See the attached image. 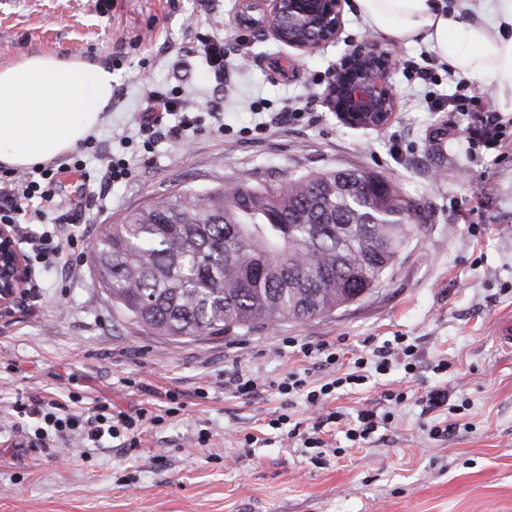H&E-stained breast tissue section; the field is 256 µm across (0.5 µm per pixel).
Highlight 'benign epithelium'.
Here are the masks:
<instances>
[{
	"label": "benign epithelium",
	"mask_w": 512,
	"mask_h": 512,
	"mask_svg": "<svg viewBox=\"0 0 512 512\" xmlns=\"http://www.w3.org/2000/svg\"><path fill=\"white\" fill-rule=\"evenodd\" d=\"M256 0H241L238 20L267 30L271 37L301 53L338 41L341 0H272L267 13H257ZM397 51L364 41L345 53L332 74L326 103L346 126L383 129L396 111L391 82ZM25 258L11 224L0 225V311L8 309L27 281Z\"/></svg>",
	"instance_id": "obj_1"
}]
</instances>
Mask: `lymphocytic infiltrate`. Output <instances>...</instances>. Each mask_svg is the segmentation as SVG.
I'll use <instances>...</instances> for the list:
<instances>
[{
    "label": "lymphocytic infiltrate",
    "instance_id": "obj_1",
    "mask_svg": "<svg viewBox=\"0 0 512 512\" xmlns=\"http://www.w3.org/2000/svg\"><path fill=\"white\" fill-rule=\"evenodd\" d=\"M147 106L143 111L139 130L150 135L155 125L159 124L162 114L189 112L190 106L181 94L165 95L155 90L146 94ZM427 106L449 108L470 115L471 121L465 129L469 146L481 145L487 148L497 146L503 134V118L491 109L484 95L473 91L472 84L466 79L455 82L451 94L430 97ZM52 189L41 188L39 183L29 179L9 178L0 183V223H18L21 216L31 213L34 200L52 202ZM416 361L414 343L406 337L397 336L384 342L383 346L373 350L371 356H357L353 372L335 377L316 385L308 376L297 372L288 373L279 381H270L269 386L283 400H290L294 395H301L308 407L314 408L315 420L306 428L289 426V416L279 413L270 419L268 425L274 430H285L287 438L301 443L305 448H322L326 442L323 435L328 427L345 425L347 440L357 443L368 441L376 432L379 417L370 411L358 412L353 420H346L344 413L329 410V403L335 399L337 390L348 385H362L368 380L367 368H374L377 374H385L392 364L403 365L405 371H412ZM175 414L174 408L168 407L163 412L141 408L136 413H128L110 405H95L86 413H74L62 404L50 403L46 412L41 413V424L33 432L38 446L44 448H65L71 442L79 440L84 445L99 447L103 438L122 439L125 446L136 448L142 442L146 427H160Z\"/></svg>",
    "mask_w": 512,
    "mask_h": 512
}]
</instances>
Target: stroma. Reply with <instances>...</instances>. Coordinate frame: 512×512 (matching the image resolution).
<instances>
[{
	"instance_id": "1",
	"label": "stroma",
	"mask_w": 512,
	"mask_h": 512,
	"mask_svg": "<svg viewBox=\"0 0 512 512\" xmlns=\"http://www.w3.org/2000/svg\"><path fill=\"white\" fill-rule=\"evenodd\" d=\"M238 8V0H0V65L41 53L80 56L111 68L113 85L94 134L98 150L80 146L53 160L63 183L56 209L16 232L29 287L0 316V409L19 399L67 406L75 398L135 409L170 393L181 406L138 448L107 437L97 448L31 453L0 432V512H512V352L491 334L495 318L512 311V135L480 150L468 170L469 118L428 108L425 94L451 93L453 84L419 40L397 47L391 123L349 128L323 96L342 54L374 36L353 0H342L339 43L304 55L239 26ZM200 34L223 37V79L195 53ZM424 66L434 71L427 84L413 77ZM149 88L188 96L196 123L176 139L158 134L147 149L138 122ZM289 100L307 105L306 118L257 134L255 125ZM102 153L125 159L130 176L104 199L97 181L85 183L98 223H58L77 181L64 164L76 157L93 172ZM353 168L394 181L422 221L382 284L348 307L170 342L113 314L96 284L91 247L127 209L181 188L279 184ZM45 231L74 236L71 266L45 271L32 260ZM396 336L415 339L416 369L392 365L334 402L347 417L368 409L392 413V423L360 447L337 435L316 463L267 428L279 394L244 400L224 387L232 368L266 381L304 370L327 380L317 359L287 346L290 337L369 351ZM441 360L447 373L434 370ZM433 387L462 408L457 427L436 440L429 429L447 411H425L421 401ZM390 390L407 400L386 401ZM204 428L213 432L208 447H193ZM248 433L261 443L242 447Z\"/></svg>"
}]
</instances>
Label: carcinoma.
<instances>
[{
	"mask_svg": "<svg viewBox=\"0 0 512 512\" xmlns=\"http://www.w3.org/2000/svg\"><path fill=\"white\" fill-rule=\"evenodd\" d=\"M417 212L367 169L185 189L108 225L93 264L112 311L149 336L270 327L372 293L419 231Z\"/></svg>",
	"mask_w": 512,
	"mask_h": 512,
	"instance_id": "cac0c4a2",
	"label": "carcinoma"
}]
</instances>
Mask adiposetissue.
<instances>
[{"label": "adipose tissue", "instance_id": "adipose-tissue-1", "mask_svg": "<svg viewBox=\"0 0 512 512\" xmlns=\"http://www.w3.org/2000/svg\"><path fill=\"white\" fill-rule=\"evenodd\" d=\"M372 31L421 38L459 75L491 79L512 114V0H354ZM112 103V72L81 57L37 54L0 67V166L30 168L76 149Z\"/></svg>", "mask_w": 512, "mask_h": 512}]
</instances>
